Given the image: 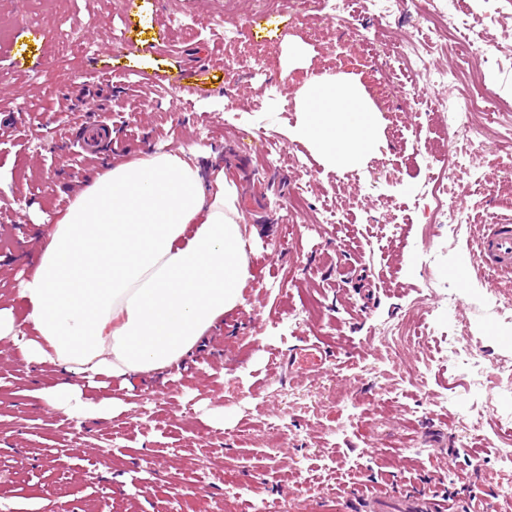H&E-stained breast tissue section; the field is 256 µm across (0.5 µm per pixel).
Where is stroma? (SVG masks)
Listing matches in <instances>:
<instances>
[{
	"instance_id": "1",
	"label": "stroma",
	"mask_w": 512,
	"mask_h": 512,
	"mask_svg": "<svg viewBox=\"0 0 512 512\" xmlns=\"http://www.w3.org/2000/svg\"><path fill=\"white\" fill-rule=\"evenodd\" d=\"M0 0V308L24 324L21 283L46 225L106 165L178 146L222 164L256 236L243 307L225 314L177 367L102 376L84 399L118 398L111 419H73L42 389L60 378L0 340V512H348L364 495L427 492L462 512H512V317L490 280L466 262L474 227L512 221V182L497 144L512 112L473 117L481 153L456 171L468 223L432 224L429 194L443 164L449 93L469 44L486 48L481 76L512 102V10L499 0H442L456 29L390 0ZM50 30L82 57L47 88L38 34ZM125 33L117 46L113 38ZM415 44L424 70L401 71ZM357 82L380 114L378 149L336 172L294 132L297 92L314 75ZM110 127L116 153L73 145L76 129ZM280 144L269 162L267 139ZM306 199L293 208L297 189ZM337 223L324 221L325 207ZM425 332L426 346L407 344ZM324 349L319 371L289 376L299 345ZM223 412V427L212 418Z\"/></svg>"
}]
</instances>
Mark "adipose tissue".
Instances as JSON below:
<instances>
[{"label":"adipose tissue","instance_id":"obj_1","mask_svg":"<svg viewBox=\"0 0 512 512\" xmlns=\"http://www.w3.org/2000/svg\"><path fill=\"white\" fill-rule=\"evenodd\" d=\"M296 136L327 166H358L377 147V114L360 87L321 75L297 93ZM193 148L115 163L50 222L21 296L27 329L0 309V339L63 373L41 396L75 417L110 418L120 400L83 401L79 380L148 375L188 355L243 306L251 244L224 169Z\"/></svg>","mask_w":512,"mask_h":512}]
</instances>
